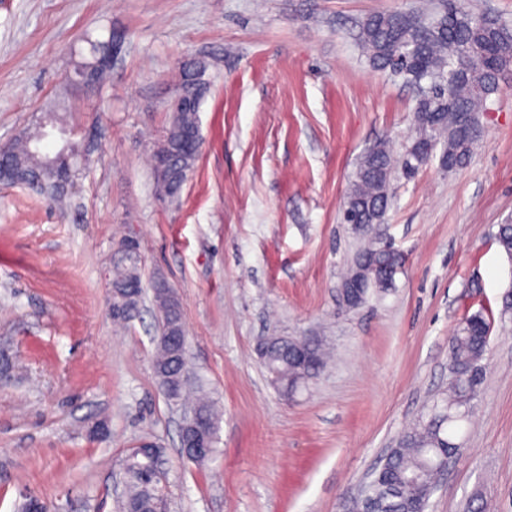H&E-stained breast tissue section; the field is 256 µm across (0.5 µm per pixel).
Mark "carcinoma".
Listing matches in <instances>:
<instances>
[{"instance_id": "carcinoma-1", "label": "carcinoma", "mask_w": 512, "mask_h": 512, "mask_svg": "<svg viewBox=\"0 0 512 512\" xmlns=\"http://www.w3.org/2000/svg\"><path fill=\"white\" fill-rule=\"evenodd\" d=\"M114 35L107 39L86 38L88 53L75 62V74L87 84H101L109 68L104 65ZM358 41L368 62L377 70L388 71L410 84L428 80L437 88L423 95L415 107L416 136L406 149L402 167L413 171L434 157L448 170L462 167L470 160L476 141L481 137L480 114L486 100L498 90L499 81L512 71V29L502 23L475 24L461 0H446L444 11L428 16L414 12H380L368 16L360 25ZM204 66L189 62L180 68L179 90L194 105L172 111L162 138L153 148L152 160L166 158L162 173L166 197L180 193L187 174L194 168L201 149L199 112L206 86L201 80ZM66 129L64 116L46 113L42 132L46 136ZM33 132L0 149V170L31 185L42 178V193L61 201L66 185L58 179L47 162L50 154L32 145ZM395 161L390 150L380 145L364 155L344 203L359 224H380L388 206V189ZM121 258L113 265L109 312L112 322L125 326L140 316L144 294L129 293L126 285L142 281L139 247L120 241ZM355 264L366 271L364 297L376 290L394 286L392 271L402 265L396 250L381 251L372 239L358 252ZM156 310V335L153 368L161 390L170 403L185 400L187 387L179 385L182 372L188 370L186 350H178L169 336L177 328L187 334L180 298L174 288L158 281L152 288ZM492 310L481 308L461 319L454 329L453 363L457 377L450 382L448 394L434 404L428 416L405 432L390 450L384 463L367 486L365 496L353 512H421L436 487L441 466L455 451L453 435L468 420L473 401L482 381L470 377L485 359ZM304 346L292 341L288 346H271L261 360L275 386L285 395L295 394L315 378L326 364L323 341L311 345L314 364L303 368L295 363L293 351ZM194 408L205 417L211 435L208 456L196 464L212 460L217 452L216 433L220 414L207 395L196 399ZM128 492L120 512H154L157 489L163 478L145 456L125 462Z\"/></svg>"}]
</instances>
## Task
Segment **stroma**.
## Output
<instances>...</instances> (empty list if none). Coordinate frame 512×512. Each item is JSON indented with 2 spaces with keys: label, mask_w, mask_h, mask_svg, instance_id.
<instances>
[{
  "label": "stroma",
  "mask_w": 512,
  "mask_h": 512,
  "mask_svg": "<svg viewBox=\"0 0 512 512\" xmlns=\"http://www.w3.org/2000/svg\"><path fill=\"white\" fill-rule=\"evenodd\" d=\"M441 0H0V145L51 105L85 161L61 210L0 188V512L35 495L60 512H117L143 439L165 450L170 512H343L407 428L448 391L456 323L491 308L487 369L463 442L426 512H512V74L471 161L392 175L379 230L405 257L356 309L339 286L361 240L340 216L361 157L403 153L417 91L358 45L376 12ZM122 36L111 81H71L85 36ZM203 61V145L176 201L150 155L174 74ZM137 238L144 287L180 295L190 365L217 401L219 453L178 451L182 409L154 375V313L114 332L113 253ZM323 337L331 359L283 396L261 337ZM105 431H97L98 423Z\"/></svg>",
  "instance_id": "35a3bbf8"
}]
</instances>
